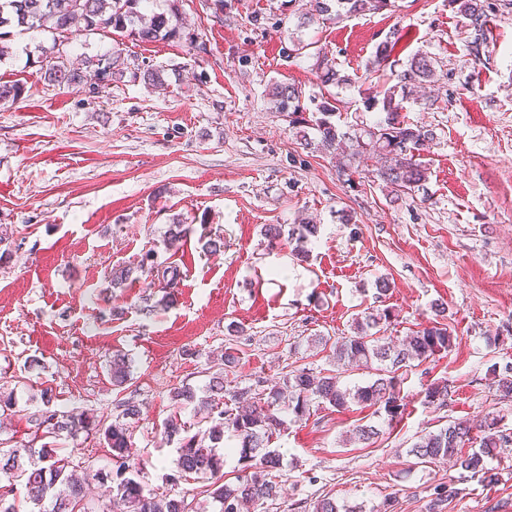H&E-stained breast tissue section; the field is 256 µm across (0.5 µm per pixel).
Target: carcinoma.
Returning <instances> with one entry per match:
<instances>
[{"mask_svg": "<svg viewBox=\"0 0 512 512\" xmlns=\"http://www.w3.org/2000/svg\"><path fill=\"white\" fill-rule=\"evenodd\" d=\"M150 0H0V55L7 51L3 38L11 27L18 33L40 30L51 35L49 55L40 60L39 74L52 86L79 87L89 76H98L107 89L114 82L128 77L140 79L148 86L162 85L164 70L151 66L132 64L122 58L119 46L112 53L86 56L81 66L69 63L67 47L74 28L91 34L124 33L139 42L181 41L195 43L197 38L185 30L181 17L182 0H167L165 12L150 16L143 13ZM464 19L469 34L470 55L481 62L486 55L487 12L493 8L488 0H448ZM391 6L390 0H309V9L301 19L312 21L318 17L329 20L332 8L348 14H376ZM398 28L378 44L371 70L379 74L381 85L370 99L371 105L381 106L384 117L359 131L350 134L331 121L337 107L327 101L321 103L320 117L315 119L319 145L327 150L340 151L344 158L341 172L352 169L355 162L365 156L382 155L384 164L378 168L376 178L396 192H408L420 187L426 180L424 167L416 152L433 141L434 132L415 127L402 117L406 90L426 89L440 80L434 62L422 53L414 54L405 68L397 72L389 62L392 51L401 39ZM316 69L321 82L326 85L339 83L336 62L326 56L317 58ZM275 110L288 114L292 124L307 123L301 105V95L292 86L274 88ZM183 220L176 218L170 235L165 240L168 249H179L186 235ZM150 254H145L137 266L124 268L111 279V286L121 288L127 283L151 277L154 268L149 264ZM182 274L179 266L170 265L161 273L160 288L165 290L163 299L176 300ZM391 313L366 312L356 319L353 335L336 340L330 336H317L314 342L330 346L334 373H314L311 368L288 372L282 382L272 386L266 398L259 397L256 389L245 386L233 391L224 388V376L213 377L203 395L196 396L188 386L173 388L171 399L177 403H194V417L198 430L190 433L177 414L167 417L163 424L164 438L175 441V455L171 459L174 474L169 477L172 488L158 493L144 481L143 464L130 453L129 421L139 416L140 407L133 400L118 405V413L108 425L94 422L86 415L70 413L54 402L53 389H41L43 408L34 420L32 438L18 446L2 449L0 456V512H20L16 503L17 488H22L24 498L37 512H101V507L88 499L83 487L74 477V471L84 464L82 459L62 451L68 440L95 430L101 433L111 448L112 468L101 474L110 484L115 504L125 512H241L247 504L262 505L280 496L281 454L269 447L273 435L281 432L285 422L279 416L278 404L288 397V409L295 419L310 414V406L323 404L331 409H346L351 404L375 408L376 422L361 424L353 429L351 439L367 443L382 432L385 426L398 422L406 409L400 396L403 375L408 370L430 358L448 352L454 336L448 324V308L440 305L434 310L431 325L412 332L397 344L385 332L391 325ZM353 366H373L377 378L365 386L349 388L341 381L342 374ZM113 384L121 386L130 380L131 362L116 355L110 364ZM497 390L505 397H512V362L494 365L492 369ZM424 402L444 405L448 401V384L432 383L424 390ZM483 436L478 447L465 450L473 442V426L464 421H448L436 431L418 437L409 453L424 463L438 459L453 461V465L479 477L488 485L499 481L498 473L487 467L486 458L496 448L512 444V432L479 425ZM233 433L239 442L237 448H223L224 432ZM239 454L242 475L236 482H224V457ZM194 481L199 491L187 498L175 490L177 482ZM462 489L452 482L434 487L428 503V512H444L448 503ZM312 512H363L360 506L340 504L335 499L323 497L313 505Z\"/></svg>", "mask_w": 512, "mask_h": 512, "instance_id": "cac0c4a2", "label": "carcinoma"}]
</instances>
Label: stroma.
I'll return each mask as SVG.
<instances>
[{"instance_id": "obj_1", "label": "stroma", "mask_w": 512, "mask_h": 512, "mask_svg": "<svg viewBox=\"0 0 512 512\" xmlns=\"http://www.w3.org/2000/svg\"><path fill=\"white\" fill-rule=\"evenodd\" d=\"M368 15L296 27L303 0H183L189 42L125 40V57L165 70L183 69V84L161 91L140 81L84 88L47 85L36 61L49 34L31 30L9 41L0 85V369L15 404L0 414V438L27 441L41 388L56 403L97 419L117 404L139 403L131 448L151 488H167L173 444L164 419L192 421L191 406L169 396L183 385L202 390L211 377L244 387L273 386L297 368L329 371L316 335L348 336L357 314L389 309L388 329L403 337L428 325L435 304L448 306L455 336L447 353L412 368L401 386L403 419L375 443H347L372 408H311L272 445L282 455V492L271 512L328 495L373 507L396 494V512H427L434 486L456 481L461 493L446 512H512V448L489 459L498 483L486 486L445 462L416 463V437L450 420L495 419L512 430V397L499 396L492 367L512 359V8L490 11L489 64L473 62L462 17L448 0H391ZM403 39L392 58L404 68L426 53L441 75L434 105L407 102V121L435 138L420 159L427 178L394 194L374 176L377 159L340 175L336 154L307 149L308 129L275 111L271 90L292 85L307 100L335 96L334 122L345 129L374 121L375 76L368 66L392 27ZM310 45L288 54L291 35ZM336 61L348 84L327 93L317 54ZM190 224L179 252L163 240L174 219ZM312 223L303 242L269 245L263 229ZM223 235L217 252L200 235ZM152 253L155 267L179 265L177 301L160 304V288L139 282L115 292L124 309L111 319L104 301L113 270ZM386 281V294L377 291ZM156 307L143 309V295ZM240 327L231 337L229 326ZM240 362L225 372L222 354ZM122 353L131 379L112 384L109 361ZM447 382L446 406L424 404L423 389ZM81 475L94 501L108 502L96 473L109 467L102 437L79 439Z\"/></svg>"}]
</instances>
